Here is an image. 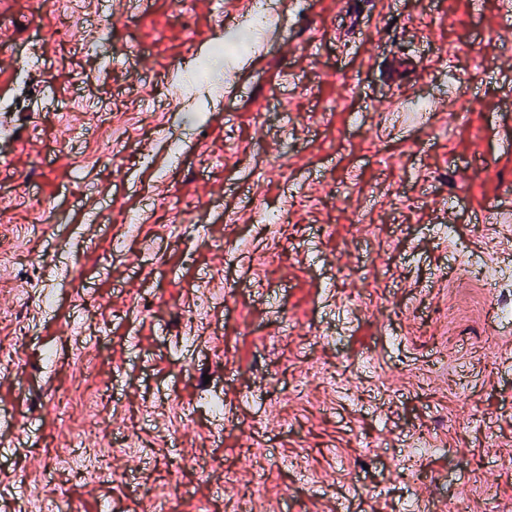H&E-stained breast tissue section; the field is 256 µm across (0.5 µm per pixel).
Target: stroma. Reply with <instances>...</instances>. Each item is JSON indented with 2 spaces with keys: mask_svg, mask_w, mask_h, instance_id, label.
Wrapping results in <instances>:
<instances>
[{
  "mask_svg": "<svg viewBox=\"0 0 512 512\" xmlns=\"http://www.w3.org/2000/svg\"><path fill=\"white\" fill-rule=\"evenodd\" d=\"M236 2L80 0L62 41L68 0H0V316L20 318L0 323L20 353L0 358V512L49 494L78 512H414L474 477L490 494L468 512H512V324L476 273L512 276V223L480 212L512 201V16L503 0H273L272 45L224 55L182 110L179 74L239 31L215 25ZM452 74L467 117L406 126L411 96L439 104ZM292 197L290 222H264ZM205 293L224 296L210 328L180 321ZM91 358L112 415L78 422L116 477L46 485L67 470L46 453L67 441L49 392ZM214 398L223 420L203 413ZM425 433L440 451L413 461ZM212 459L231 480L196 469Z\"/></svg>",
  "mask_w": 512,
  "mask_h": 512,
  "instance_id": "obj_1",
  "label": "stroma"
}]
</instances>
